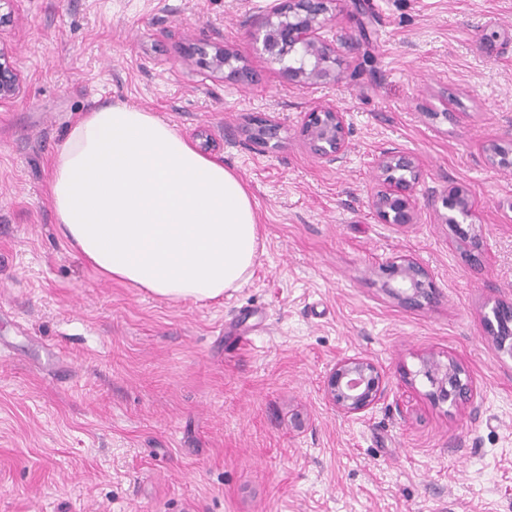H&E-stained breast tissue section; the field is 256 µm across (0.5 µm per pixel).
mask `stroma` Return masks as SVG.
<instances>
[{"label":"stroma","mask_w":512,"mask_h":512,"mask_svg":"<svg viewBox=\"0 0 512 512\" xmlns=\"http://www.w3.org/2000/svg\"><path fill=\"white\" fill-rule=\"evenodd\" d=\"M269 0H17L0 33L23 92L0 105V512H512V357L482 322L512 299V0H337L342 83L300 87L251 26ZM236 49L242 85L199 65ZM122 102L221 159L255 202L251 277L217 302L103 279L61 237L46 184L81 116ZM345 112L343 162L305 112ZM278 123L274 148L249 140ZM417 155L416 224L369 207L374 162ZM464 186L483 241L459 249L431 201ZM429 273L403 307L383 266ZM453 358L471 406L435 404L422 357ZM361 356L382 394L345 418L324 383ZM345 112L329 105L319 104L305 113L301 134L317 158L329 163L340 162L347 148Z\"/></svg>","instance_id":"obj_1"}]
</instances>
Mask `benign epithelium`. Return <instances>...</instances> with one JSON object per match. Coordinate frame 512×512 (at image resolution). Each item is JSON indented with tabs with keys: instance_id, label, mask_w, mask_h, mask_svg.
Masks as SVG:
<instances>
[{
	"instance_id": "benign-epithelium-1",
	"label": "benign epithelium",
	"mask_w": 512,
	"mask_h": 512,
	"mask_svg": "<svg viewBox=\"0 0 512 512\" xmlns=\"http://www.w3.org/2000/svg\"><path fill=\"white\" fill-rule=\"evenodd\" d=\"M336 0H273L267 13L251 33L266 60L281 66L288 81L298 86L336 84L342 80L338 44L342 36H323L331 23V5ZM200 63L212 71L225 73L238 83H250L254 73L245 65L235 66L237 54L228 46L201 45L193 48ZM23 87L21 74L12 60L11 51L0 42V103L17 98ZM346 113L319 104L305 113L301 134L317 158L335 163L347 148ZM280 126L266 124L250 134L253 143L267 147L278 140ZM376 190L369 207L383 224L403 227L416 223V184L420 178V162L416 155L387 150L374 163ZM441 223L453 227L459 244L470 258L478 262L482 250L480 235L469 233L462 225L472 221V205L463 186H453L434 200ZM390 293L408 306L431 300L433 290L428 272L412 259L394 261L383 269ZM484 323L499 349L512 356V302L497 300L484 313ZM422 374L430 383L431 398L437 404L453 407L471 404L476 386L471 377L453 359L445 361L430 354L421 361ZM324 393L330 404L343 417H351L371 408L381 397V373L369 359L352 356L336 362L329 372Z\"/></svg>"
}]
</instances>
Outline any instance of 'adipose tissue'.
I'll return each mask as SVG.
<instances>
[{"instance_id":"adipose-tissue-1","label":"adipose tissue","mask_w":512,"mask_h":512,"mask_svg":"<svg viewBox=\"0 0 512 512\" xmlns=\"http://www.w3.org/2000/svg\"><path fill=\"white\" fill-rule=\"evenodd\" d=\"M49 190L64 241L107 279L213 301L250 276L258 223L247 187L154 113L119 103L86 113Z\"/></svg>"}]
</instances>
